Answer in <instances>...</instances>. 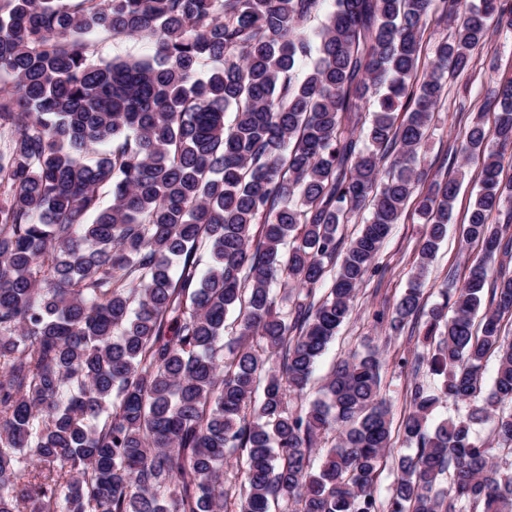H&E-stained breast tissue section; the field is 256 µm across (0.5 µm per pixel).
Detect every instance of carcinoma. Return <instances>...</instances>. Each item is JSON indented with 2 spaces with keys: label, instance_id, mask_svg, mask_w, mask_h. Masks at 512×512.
<instances>
[{
  "label": "carcinoma",
  "instance_id": "obj_1",
  "mask_svg": "<svg viewBox=\"0 0 512 512\" xmlns=\"http://www.w3.org/2000/svg\"><path fill=\"white\" fill-rule=\"evenodd\" d=\"M320 4L0 0L12 87L0 98V512H512V276L491 275L512 235L489 221L512 218V79L483 104L495 145L478 117L454 146L481 167L464 239L482 258L428 311L421 280L458 183L415 167L448 81L512 31V6L335 0L299 82ZM436 11L452 31L419 79ZM94 31L146 39L154 55L96 60ZM371 89L378 107L356 138ZM411 206L426 231L389 327L427 313L438 341L413 371L437 385L413 384L401 432L416 451L395 456L375 351L337 364L308 408L291 397ZM366 207L358 233L340 234ZM441 401L473 408L432 426ZM478 422L494 441L473 436Z\"/></svg>",
  "mask_w": 512,
  "mask_h": 512
}]
</instances>
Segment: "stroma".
<instances>
[{"instance_id":"35a3bbf8","label":"stroma","mask_w":512,"mask_h":512,"mask_svg":"<svg viewBox=\"0 0 512 512\" xmlns=\"http://www.w3.org/2000/svg\"><path fill=\"white\" fill-rule=\"evenodd\" d=\"M506 77H512V32L501 31L493 34L487 53L476 59L466 79V89H459L456 82H449L448 96L436 112L426 145L419 154V164L431 173L460 181L448 223V238L424 279L426 304L438 302V288L447 275L465 279L481 254L477 244L466 243L462 237L463 226L478 192L480 168L475 164L463 165L461 157L451 154L449 147L464 139L474 119H482L486 130L494 129L495 113L482 112L481 107L498 82ZM423 232V224L413 215L394 225L377 259L379 273L367 277L354 303L350 320L317 363L307 396L293 400L294 408L307 407L310 400L318 397L321 386L337 362L351 352L373 347L378 349L383 360L381 392L391 405L394 424H401L408 413L412 372L410 368L400 367L399 359L423 352L424 347L408 333H391L387 324L377 322L375 315L379 312L391 314L408 288L415 273Z\"/></svg>"}]
</instances>
